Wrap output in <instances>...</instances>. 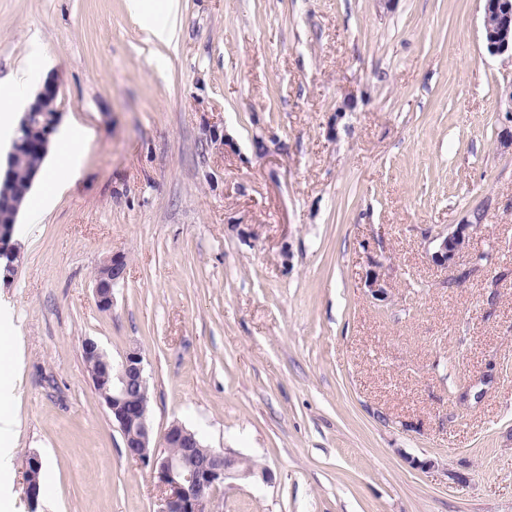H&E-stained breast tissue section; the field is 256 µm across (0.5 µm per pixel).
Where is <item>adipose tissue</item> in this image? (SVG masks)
Listing matches in <instances>:
<instances>
[{
    "label": "adipose tissue",
    "instance_id": "1",
    "mask_svg": "<svg viewBox=\"0 0 512 512\" xmlns=\"http://www.w3.org/2000/svg\"><path fill=\"white\" fill-rule=\"evenodd\" d=\"M131 15L145 18L150 6H157L158 19L149 21L145 29L148 38L159 44H169L178 24L177 0H126ZM90 133L86 128L73 127L54 142L55 163L46 173L40 195L27 199L25 206L32 217H39L46 203L58 196L65 181L78 173Z\"/></svg>",
    "mask_w": 512,
    "mask_h": 512
}]
</instances>
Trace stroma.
<instances>
[{
  "instance_id": "stroma-1",
  "label": "stroma",
  "mask_w": 512,
  "mask_h": 512,
  "mask_svg": "<svg viewBox=\"0 0 512 512\" xmlns=\"http://www.w3.org/2000/svg\"><path fill=\"white\" fill-rule=\"evenodd\" d=\"M483 10L180 0L163 46L124 0H0V82L48 65L62 124L92 131L0 280L20 349L0 512H33L34 455V512L160 510L86 338L141 351L155 437L177 422L271 471L208 512H512V58ZM473 224H459L451 231L438 233L432 238V242H436V251L432 258L439 265H447L452 263L456 256L466 248L469 232L468 229ZM126 257L124 254H112L110 259L98 269L95 279L94 295L101 310L112 308V288L125 277ZM28 466H29L28 473L30 474L29 475L30 479H28V481L26 483L25 492H26V497L31 505V511L34 512L38 506L39 499H40V485L41 484L39 485V482L41 483L40 476H41V470H42V468H41L42 461L38 456L34 455L28 461ZM33 470H35L36 472L40 471L37 475V478L39 481L34 478L35 472Z\"/></svg>"
}]
</instances>
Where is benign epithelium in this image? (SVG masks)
I'll use <instances>...</instances> for the list:
<instances>
[{"label":"benign epithelium","mask_w":512,"mask_h":512,"mask_svg":"<svg viewBox=\"0 0 512 512\" xmlns=\"http://www.w3.org/2000/svg\"><path fill=\"white\" fill-rule=\"evenodd\" d=\"M482 35L487 50L493 55L512 56V0H484ZM57 84L48 79L28 102L19 117L16 130L36 135L32 140L35 151L46 158L52 137L60 123L56 108ZM19 141L12 139L6 169L0 175V207L10 213V223H17L21 210L20 194L31 190L41 171L37 166L27 174L25 185L15 180L13 158ZM470 225L459 224L446 234L438 233L433 260L439 265L452 263L466 248ZM13 229L0 226V259L4 277L15 273L20 260L18 248L11 243ZM126 257L113 254L98 269L94 295L101 310L112 309V288L125 277ZM94 386L117 424L128 456L150 468L160 489V512H201L220 495L224 488L239 480L272 479L266 469L255 468L249 459L224 448L200 451L196 433L179 423L165 431L162 444L153 443L149 423L148 381L144 373L143 356L137 349L127 351L120 359L107 358L90 372Z\"/></svg>","instance_id":"benign-epithelium-1"}]
</instances>
